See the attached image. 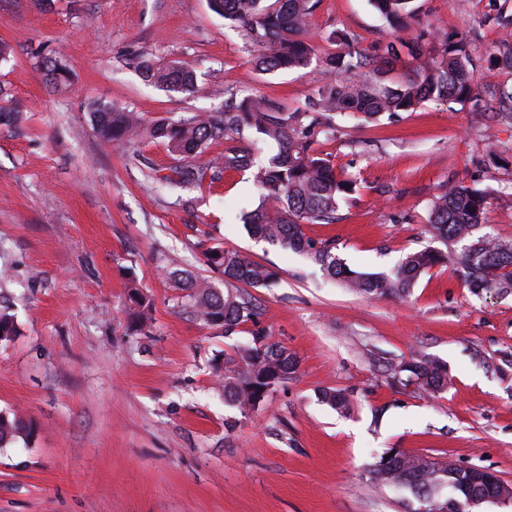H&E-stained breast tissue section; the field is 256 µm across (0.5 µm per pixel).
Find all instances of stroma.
Returning <instances> with one entry per match:
<instances>
[{
	"instance_id": "35a3bbf8",
	"label": "stroma",
	"mask_w": 512,
	"mask_h": 512,
	"mask_svg": "<svg viewBox=\"0 0 512 512\" xmlns=\"http://www.w3.org/2000/svg\"><path fill=\"white\" fill-rule=\"evenodd\" d=\"M419 22L465 39L485 58L512 22V0H418ZM362 46L394 34L368 0H319L305 68L263 74L240 29L208 0H0V87L27 110L0 125V310L18 334L0 344V410L22 414L28 439L0 448V512H407L409 492L377 488L370 468L398 448L478 466L512 485V291L474 293L453 268L422 276L408 299L367 298L324 278L305 255L252 239L240 216L257 207L253 171L187 190L190 209L151 178L162 143L100 140L88 104L145 118L224 106L225 88L288 111L325 75L323 34ZM68 81L50 82L46 58ZM193 61L197 89L148 84L137 64ZM497 157H490V144ZM315 152L357 181L333 224H307L353 269L391 271L431 245L433 199L468 185L486 192L487 229L512 239V120L429 100L394 120H336ZM222 245L275 270L253 289L271 341L298 360L264 408L225 403L216 361L251 339L206 325L174 270L218 281L204 251ZM149 295L135 330L130 284ZM426 354L448 365L439 393L392 386L373 358ZM347 393L343 415L319 399Z\"/></svg>"
}]
</instances>
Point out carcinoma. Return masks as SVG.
<instances>
[{
    "label": "carcinoma",
    "mask_w": 512,
    "mask_h": 512,
    "mask_svg": "<svg viewBox=\"0 0 512 512\" xmlns=\"http://www.w3.org/2000/svg\"><path fill=\"white\" fill-rule=\"evenodd\" d=\"M372 6L393 29L405 32L418 13L415 0H370ZM210 9L234 27L242 29L253 47V64L263 73L301 69L316 56L308 38L309 20L317 0H209ZM420 32L407 39L397 37L372 49L362 47L346 33L331 31L325 40L344 45L340 52L327 53L321 64L328 79L309 97L306 109L287 112L262 97H237L224 89V109L174 119L159 116L146 121L126 108L94 103L91 106L99 137L109 143L134 145L142 134L165 145L175 161L167 175L152 178L183 201L178 191L189 184H202L207 170L191 164L209 141L222 138L224 154L212 167L218 171L246 172L258 167L255 178L261 200L244 216L249 235L283 249L306 253L323 274L365 296L408 297L420 277L442 264L452 266L473 292L496 288L512 289V241L480 232L487 209L486 195L468 186H457L432 201L427 231L446 250L426 247L414 251L389 274L351 269L335 253L329 242L316 243L303 232L305 224H334L340 201L355 191L356 183L336 172L330 160L318 156L312 143L319 135L333 133L338 116L377 122L408 112L428 100L469 104L480 112H494L512 118V86L486 91L475 80V64L463 40H438L435 56L405 80L391 78L399 52L414 53ZM490 63L512 71V34L503 37L490 57ZM146 80L166 91L190 93L196 87V73L183 60L157 64L150 59L139 62ZM22 109L7 99L0 89V122L14 124ZM274 144L277 152L256 165L255 147ZM207 265L224 276V289L205 278L174 271L169 278L176 287L188 291L202 321L224 328L230 336L242 324L252 323V340L224 358V370L216 372L224 400L248 414L261 408L277 387L288 381L297 367L288 349L257 327L259 312L251 295L235 284L269 288L277 274L250 255L221 246L205 251ZM136 309L133 317L142 324L152 310L150 299L131 288ZM17 334L13 317L0 313V343ZM386 372L395 385L415 386L424 392H439L450 383L447 366L427 355L409 362H389ZM322 401L340 413L352 408L343 392L324 389ZM30 424L16 412L0 411V448L18 438H26ZM387 464L396 477L406 482L404 490L415 493L418 486L434 496L457 488L461 467L423 456L392 449L378 458L377 466Z\"/></svg>",
    "instance_id": "obj_1"
}]
</instances>
